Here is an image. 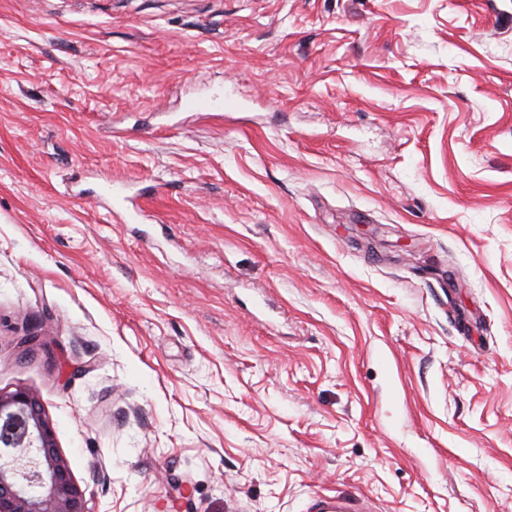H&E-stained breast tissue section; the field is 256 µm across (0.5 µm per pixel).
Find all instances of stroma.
I'll use <instances>...</instances> for the list:
<instances>
[{
	"label": "stroma",
	"mask_w": 512,
	"mask_h": 512,
	"mask_svg": "<svg viewBox=\"0 0 512 512\" xmlns=\"http://www.w3.org/2000/svg\"><path fill=\"white\" fill-rule=\"evenodd\" d=\"M20 387L89 512H512V0H0ZM373 507L365 503L355 507L351 502L341 498L321 497L312 506V512H372Z\"/></svg>",
	"instance_id": "stroma-1"
}]
</instances>
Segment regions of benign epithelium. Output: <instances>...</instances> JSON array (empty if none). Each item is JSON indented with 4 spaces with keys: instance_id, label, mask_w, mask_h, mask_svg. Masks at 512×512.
<instances>
[{
    "instance_id": "obj_1",
    "label": "benign epithelium",
    "mask_w": 512,
    "mask_h": 512,
    "mask_svg": "<svg viewBox=\"0 0 512 512\" xmlns=\"http://www.w3.org/2000/svg\"><path fill=\"white\" fill-rule=\"evenodd\" d=\"M0 512H87L38 396L0 391Z\"/></svg>"
}]
</instances>
